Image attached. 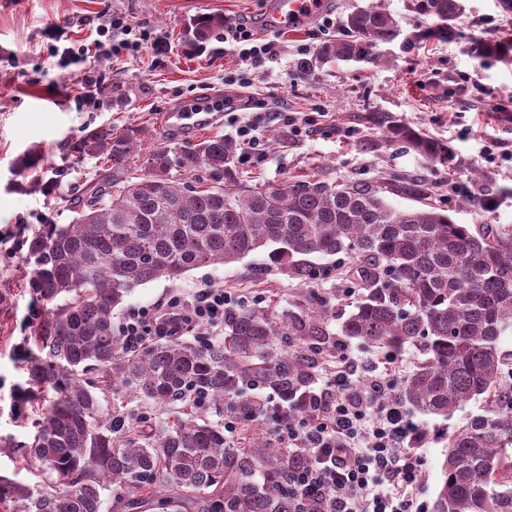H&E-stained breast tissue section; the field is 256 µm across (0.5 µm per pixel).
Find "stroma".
<instances>
[{
  "label": "stroma",
  "mask_w": 512,
  "mask_h": 512,
  "mask_svg": "<svg viewBox=\"0 0 512 512\" xmlns=\"http://www.w3.org/2000/svg\"><path fill=\"white\" fill-rule=\"evenodd\" d=\"M372 0H331L329 22L308 30L276 31L267 22L270 0H0V474L25 483L38 476L21 456L35 432L41 396L28 381L25 362L33 327L42 314L25 288L26 241L45 224H67L74 217L77 191L102 178L95 160L81 158L77 142L90 129L112 123L153 129L175 142L215 134L234 135L235 126L217 102L233 96L241 113L277 107L308 121L309 135L293 137L282 122L267 125L260 155L242 171L247 179L319 178L377 181L416 173L436 186L433 201L458 224L512 226V121L492 114L495 103H512V59L483 53L484 34L512 30V8L505 0H462L452 39L414 40L431 26L423 0H384L400 34L380 45L378 65L321 62L317 48L342 35L353 9ZM144 29L141 49L71 64L50 52L102 29L115 15ZM203 14L225 22L250 24L272 43L260 64L249 66L246 87H227L224 76L241 62L223 31H213L189 47L186 31ZM307 69H300V62ZM94 83L84 95L85 79ZM212 105L204 123L187 125L178 112L187 104ZM386 112L446 142L452 166H433L412 150L381 145V132L366 123L369 112ZM39 148L42 159L25 167L21 156ZM56 187L45 190L44 182ZM344 255L317 257L320 276L303 285L273 263L268 249L229 264L193 269L177 280L159 279L133 290L116 310L121 324L128 308L150 306L209 282L241 296L245 306L297 310L307 293L325 300L330 330H337L353 298L340 288L336 271ZM102 404L150 423L171 419L170 408L148 404L134 388L115 385ZM483 400H472L451 418L414 414L429 435L421 452L419 501L430 506L441 483L445 434L481 414Z\"/></svg>",
  "instance_id": "stroma-1"
}]
</instances>
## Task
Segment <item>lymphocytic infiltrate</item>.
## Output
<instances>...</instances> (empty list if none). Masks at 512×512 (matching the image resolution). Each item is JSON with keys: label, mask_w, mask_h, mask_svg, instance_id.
<instances>
[{"label": "lymphocytic infiltrate", "mask_w": 512, "mask_h": 512, "mask_svg": "<svg viewBox=\"0 0 512 512\" xmlns=\"http://www.w3.org/2000/svg\"><path fill=\"white\" fill-rule=\"evenodd\" d=\"M236 301L223 288H197L186 299L130 309L119 334L133 350L165 336H208ZM391 364L368 365L340 348L324 387L309 391L298 422L280 431L304 451L291 476L299 498L323 495L327 512H421L416 447L425 436L392 393Z\"/></svg>", "instance_id": "f902f5d3"}]
</instances>
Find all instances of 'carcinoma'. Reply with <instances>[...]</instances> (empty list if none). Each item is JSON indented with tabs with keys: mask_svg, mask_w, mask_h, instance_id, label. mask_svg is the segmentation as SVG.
I'll return each instance as SVG.
<instances>
[{
	"mask_svg": "<svg viewBox=\"0 0 512 512\" xmlns=\"http://www.w3.org/2000/svg\"><path fill=\"white\" fill-rule=\"evenodd\" d=\"M461 0H426L435 33L453 36ZM346 36L320 46L325 61L380 62L379 47L399 35L379 4L343 21ZM224 27L202 15L194 36ZM387 145H402L448 167V144L381 112L365 117ZM150 141L146 174L129 175L135 147ZM238 142L215 135L174 146L144 126L101 124L77 151L109 173L74 203L69 224H47L27 241L26 288L43 306L29 383L43 395L28 460L41 483L0 475V512H103L112 488L124 512H295L288 473L299 453L252 429L240 446L224 425L190 416L146 428L97 393L119 383L171 406L197 392L250 422L255 388L270 389L293 415L303 409L313 363L288 343L321 351L347 336L384 354L405 346L425 359L397 386L399 400L426 415L451 416L481 398L483 413L448 434L440 489L431 512H512V382L501 347L512 331V229L456 224L426 203L432 185L409 175L246 184ZM397 196L415 202L398 208ZM288 258V275L307 284L320 274L312 257L344 254L339 275L360 293L332 334L325 301L275 312L224 309L220 340L161 339L135 352L114 333L112 316L134 288L230 263L260 248Z\"/></svg>",
	"mask_w": 512,
	"mask_h": 512,
	"instance_id": "carcinoma-1",
	"label": "carcinoma"
}]
</instances>
